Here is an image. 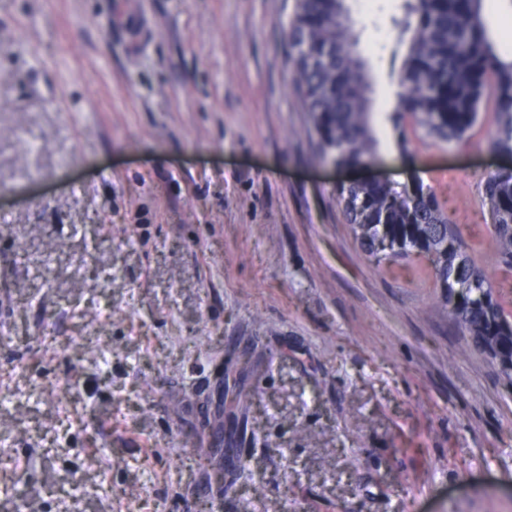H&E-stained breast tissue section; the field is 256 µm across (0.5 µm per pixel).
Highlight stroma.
<instances>
[{"label": "stroma", "mask_w": 512, "mask_h": 512, "mask_svg": "<svg viewBox=\"0 0 512 512\" xmlns=\"http://www.w3.org/2000/svg\"><path fill=\"white\" fill-rule=\"evenodd\" d=\"M401 3L357 8L378 112ZM295 11L0 0V512H512V384L336 197L432 187L512 311L493 102L414 161L382 123L372 169L311 163ZM483 204L490 220V235L502 267L512 270V171H498L485 180Z\"/></svg>", "instance_id": "obj_1"}]
</instances>
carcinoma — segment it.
Returning a JSON list of instances; mask_svg holds the SVG:
<instances>
[{
  "label": "carcinoma",
  "instance_id": "carcinoma-1",
  "mask_svg": "<svg viewBox=\"0 0 512 512\" xmlns=\"http://www.w3.org/2000/svg\"><path fill=\"white\" fill-rule=\"evenodd\" d=\"M483 0H403L393 55L395 107L386 117L409 122L447 144L481 120L487 78L495 79L492 146L512 154V50L495 40ZM360 25L348 0H297L288 27V63L311 112L319 164L357 166L379 156L365 64L354 58L351 32ZM353 234L379 260L431 257L448 318L480 346L493 350L500 375L512 382V313L494 295L482 266L467 251L460 228L443 214L435 191L414 183L400 191L360 182L337 189ZM483 204L502 267L512 270V171L485 180Z\"/></svg>",
  "mask_w": 512,
  "mask_h": 512
}]
</instances>
